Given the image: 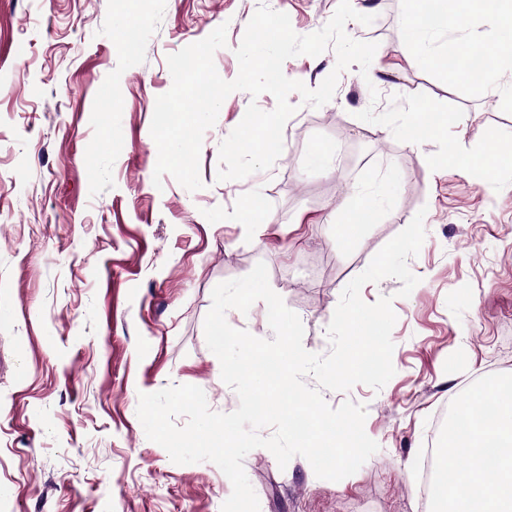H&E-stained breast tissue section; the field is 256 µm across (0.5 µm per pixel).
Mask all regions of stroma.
<instances>
[{
	"mask_svg": "<svg viewBox=\"0 0 512 512\" xmlns=\"http://www.w3.org/2000/svg\"><path fill=\"white\" fill-rule=\"evenodd\" d=\"M263 3L308 35L339 0H0V512H221L229 479L148 440L140 394L190 384L212 411L238 408L204 320L214 287L260 262L300 317L304 348L328 354L344 287L421 210L411 294L399 297L392 277L360 292L392 299L394 376L378 391L322 393L334 408L365 406L378 451L333 482L304 457L282 469L251 450L243 467L260 512H428L427 461L445 446L454 402L512 374V167L488 180L458 164L512 145V101L412 59L408 0H350L374 18L346 25L377 43L373 61L343 71L321 107L289 95L296 111L270 170L217 178L219 145L249 103L276 106L236 91L204 134L202 188L168 174L154 185L150 127L172 86L168 56L226 26L214 63L234 80ZM335 64L330 48L283 73L314 89ZM423 110L440 129L410 141ZM253 196L259 210L244 211ZM358 196L376 212L342 237Z\"/></svg>",
	"mask_w": 512,
	"mask_h": 512,
	"instance_id": "obj_1",
	"label": "stroma"
}]
</instances>
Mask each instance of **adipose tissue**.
<instances>
[{"label":"adipose tissue","mask_w":512,"mask_h":512,"mask_svg":"<svg viewBox=\"0 0 512 512\" xmlns=\"http://www.w3.org/2000/svg\"><path fill=\"white\" fill-rule=\"evenodd\" d=\"M423 2L410 0L406 32L411 52H418L427 33L424 15H431L438 29L480 16L497 31L482 43L487 66L473 70L463 65L459 75L483 87L491 67L512 65V42L505 40L512 35V0H431L429 13ZM465 413L469 425L463 431L451 429L448 446L467 464L431 484L432 512H512V375L478 385L465 402Z\"/></svg>","instance_id":"obj_1"}]
</instances>
